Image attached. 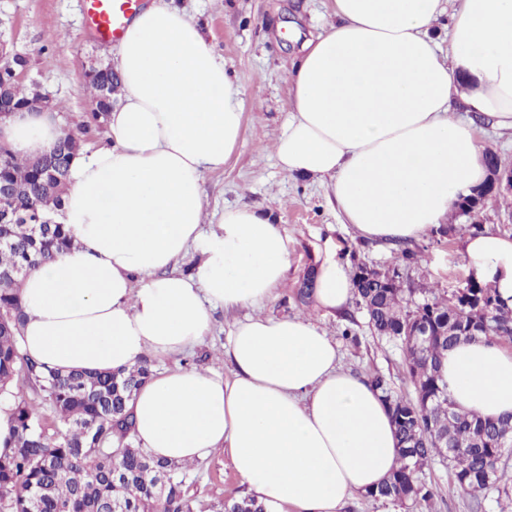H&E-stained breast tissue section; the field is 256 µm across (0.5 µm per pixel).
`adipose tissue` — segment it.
Wrapping results in <instances>:
<instances>
[{
  "instance_id": "obj_1",
  "label": "adipose tissue",
  "mask_w": 512,
  "mask_h": 512,
  "mask_svg": "<svg viewBox=\"0 0 512 512\" xmlns=\"http://www.w3.org/2000/svg\"><path fill=\"white\" fill-rule=\"evenodd\" d=\"M334 15L292 67L274 154L283 171L325 185L362 238L418 239L485 181L478 125L512 132V0H334ZM441 21L444 51L432 36ZM115 69L110 143L75 158L57 215L74 245L23 284L24 350L49 368L118 370L198 345L214 305L244 310L223 352L233 377L156 373L132 403L136 441L178 462L229 450L269 512H340L393 471L397 437L381 392L341 367L315 320L263 314L288 278L281 226L247 205L205 221L203 177L223 169L242 137L243 84L170 0L131 20ZM62 134L54 109L0 126L28 160ZM462 249L512 306V237L487 230ZM191 251L196 271L175 272ZM352 291L345 265L320 263L318 309L340 311ZM442 375L458 408L512 413V352L500 344L457 345Z\"/></svg>"
}]
</instances>
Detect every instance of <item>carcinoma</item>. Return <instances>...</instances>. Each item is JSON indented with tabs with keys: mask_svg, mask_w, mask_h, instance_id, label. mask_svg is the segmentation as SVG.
<instances>
[{
	"mask_svg": "<svg viewBox=\"0 0 512 512\" xmlns=\"http://www.w3.org/2000/svg\"><path fill=\"white\" fill-rule=\"evenodd\" d=\"M0 81L10 84L15 103L33 102L34 87L19 85L7 71ZM86 83L95 108L78 130L64 132L42 164L21 161L0 143V187L10 206L9 219L0 222V409L14 424L12 449L0 455V512H265L252 498L229 506L197 502L187 495L192 465L156 459L136 444L129 403L153 375L151 360L121 372L53 370L22 348L23 281L72 246L64 225L35 224L32 211L40 201L61 209L71 156L83 136L107 126L120 78L111 68L100 69L86 75ZM492 197L502 194L483 187L457 205L455 216L470 220L462 229L482 231L470 213ZM365 268L357 266L352 277L358 304L374 333L401 344L416 390V399L406 400L384 377L370 376L389 405L400 448L399 466L368 496L427 504L434 491L420 474L439 461L472 498L471 512H483L481 495L492 489L511 499L512 447L501 443L512 442V416L491 420L452 405L441 367L444 353L462 340L511 343L512 308L489 283L470 280L449 296L430 291L415 300L404 295L396 269L367 280ZM425 323L441 331L429 343L412 335ZM19 377L32 385L33 397L15 391ZM440 437L454 446L446 457L432 447ZM114 439L120 447H112Z\"/></svg>",
	"mask_w": 512,
	"mask_h": 512,
	"instance_id": "cac0c4a2",
	"label": "carcinoma"
}]
</instances>
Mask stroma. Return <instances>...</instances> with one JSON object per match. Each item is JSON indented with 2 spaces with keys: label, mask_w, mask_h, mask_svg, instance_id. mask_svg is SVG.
<instances>
[{
  "label": "stroma",
  "mask_w": 512,
  "mask_h": 512,
  "mask_svg": "<svg viewBox=\"0 0 512 512\" xmlns=\"http://www.w3.org/2000/svg\"><path fill=\"white\" fill-rule=\"evenodd\" d=\"M205 28L215 54L242 81L243 136L223 170L205 174L207 212L250 205L271 214L290 238L288 283L265 306L271 316L303 315L332 336L340 349L341 365L352 373L383 375L399 395L414 398L405 378L401 347L375 336L364 311L349 302L337 315H323L314 304H302L297 292L303 278L327 257L356 267L399 268L406 287L451 293L470 277V262L460 250L461 233L443 237L431 232L409 241L416 258L400 263V252L383 241L361 239L352 225L342 223L327 193L314 180L283 171L273 144L287 119L291 95L289 73L305 40L334 21L333 0H176ZM0 40L24 56L27 67L21 85L38 82L49 94L67 128H74L92 104L85 91V74L114 61L117 46L97 41L84 23L83 0H0ZM236 314L216 306L213 328L193 350L156 361V370L181 366L209 368L230 374L221 360ZM196 477L188 493L198 501H235L248 497L231 465L227 450H216L193 466ZM423 480L435 491L430 508L412 507L383 499L357 496L342 512H471L470 499L456 487L446 465L426 467Z\"/></svg>",
  "instance_id": "35a3bbf8"
}]
</instances>
